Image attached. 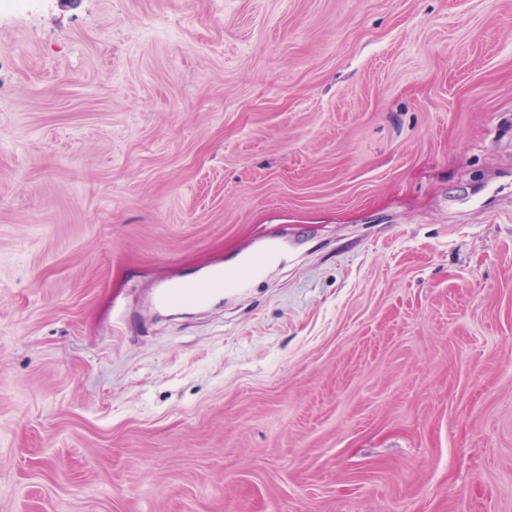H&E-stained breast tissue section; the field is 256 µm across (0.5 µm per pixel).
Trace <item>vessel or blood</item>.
<instances>
[{
  "label": "vessel or blood",
  "mask_w": 512,
  "mask_h": 512,
  "mask_svg": "<svg viewBox=\"0 0 512 512\" xmlns=\"http://www.w3.org/2000/svg\"><path fill=\"white\" fill-rule=\"evenodd\" d=\"M265 260L264 254L250 257L244 267L232 276H225L223 271H215L203 278H193L178 284L157 289L154 299L161 306L190 305L223 295L227 284L245 287L247 280Z\"/></svg>",
  "instance_id": "b4317fda"
}]
</instances>
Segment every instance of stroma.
Here are the masks:
<instances>
[{
    "instance_id": "1",
    "label": "stroma",
    "mask_w": 512,
    "mask_h": 512,
    "mask_svg": "<svg viewBox=\"0 0 512 512\" xmlns=\"http://www.w3.org/2000/svg\"><path fill=\"white\" fill-rule=\"evenodd\" d=\"M0 512H512V0L0 6ZM267 258L266 253L254 254L245 266L230 278H224V269H219L203 278H193L178 284L158 288L155 292V302L160 306L190 305L212 299L224 294V287L229 283L243 288L248 277Z\"/></svg>"
}]
</instances>
